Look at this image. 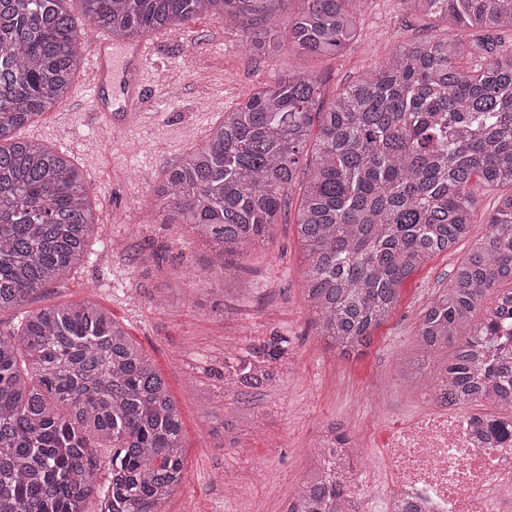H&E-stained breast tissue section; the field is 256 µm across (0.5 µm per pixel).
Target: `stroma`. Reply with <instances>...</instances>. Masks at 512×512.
I'll return each mask as SVG.
<instances>
[{
    "mask_svg": "<svg viewBox=\"0 0 512 512\" xmlns=\"http://www.w3.org/2000/svg\"><path fill=\"white\" fill-rule=\"evenodd\" d=\"M362 24V37L340 54L307 58L285 49L264 57L243 48L240 20L202 16L183 26L196 44L193 57L165 31L150 35L157 73L148 95L158 113L120 129L100 127L75 85L18 132L72 154L97 224L88 259L25 306L1 311L0 330H13L31 311L82 302L99 305L124 326L165 379L182 422L184 481L161 512H283L308 475L323 428L334 422L362 447L354 482L383 483V450L393 433L434 407L429 379L405 382L399 362L415 346L422 311L472 239L486 232L495 194L483 195L467 238L401 283L390 318L359 356L345 359L317 335L305 295L295 225L302 184L291 187L269 237L223 261L186 225L163 223L155 193L165 171L264 82L310 71L329 102L400 45L450 33L402 0H369ZM450 34L476 39L466 28ZM273 336L288 341L275 381L226 389L225 365ZM239 412L251 414L253 423L230 447L209 420Z\"/></svg>",
    "mask_w": 512,
    "mask_h": 512,
    "instance_id": "1",
    "label": "stroma"
}]
</instances>
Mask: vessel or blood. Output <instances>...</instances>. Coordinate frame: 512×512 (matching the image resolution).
Masks as SVG:
<instances>
[{
    "label": "vessel or blood",
    "instance_id": "obj_1",
    "mask_svg": "<svg viewBox=\"0 0 512 512\" xmlns=\"http://www.w3.org/2000/svg\"><path fill=\"white\" fill-rule=\"evenodd\" d=\"M154 53L150 43H140L123 49L117 48L109 37L94 40L93 50L83 72V84L88 93V104L102 126L112 124V113L103 93L110 74L122 73L120 110L123 115H139L149 104L145 94L146 72Z\"/></svg>",
    "mask_w": 512,
    "mask_h": 512
}]
</instances>
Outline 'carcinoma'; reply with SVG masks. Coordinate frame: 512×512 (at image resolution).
<instances>
[{
    "mask_svg": "<svg viewBox=\"0 0 512 512\" xmlns=\"http://www.w3.org/2000/svg\"><path fill=\"white\" fill-rule=\"evenodd\" d=\"M68 0H0V311L64 278L87 254L96 224L80 169L70 156L15 132L55 106L80 66L81 29ZM85 18L124 42L182 25L199 14L243 20L255 55L287 46L299 55L337 54L361 37L368 0H84ZM446 29L481 33L468 46L450 36L414 41L367 70L330 106L321 79L282 75L224 113L205 144L170 167L157 190L166 224H186L234 254L270 234L315 142L296 222L305 251L303 281L319 335L352 356L391 314L399 286L431 256L470 232L479 195L512 189V0H403ZM487 232L454 267L423 311L404 381L433 371L450 404L485 403L512 425V353L487 370L483 355L512 289V193L498 197ZM266 358L240 360L224 383L258 388L275 380ZM246 417H224V436ZM111 478L94 484L103 449ZM309 477L285 512H348L350 455L336 426L313 452ZM181 419L163 377L100 306L58 304L0 332V512H160L181 485Z\"/></svg>",
    "mask_w": 512,
    "mask_h": 512,
    "instance_id": "obj_1",
    "label": "carcinoma"
}]
</instances>
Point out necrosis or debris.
<instances>
[{
  "label": "necrosis or debris",
  "instance_id": "necrosis-or-debris-1",
  "mask_svg": "<svg viewBox=\"0 0 512 512\" xmlns=\"http://www.w3.org/2000/svg\"><path fill=\"white\" fill-rule=\"evenodd\" d=\"M480 414L440 403L397 431L387 455L382 512H512L499 492L512 491V435H477Z\"/></svg>",
  "mask_w": 512,
  "mask_h": 512
}]
</instances>
